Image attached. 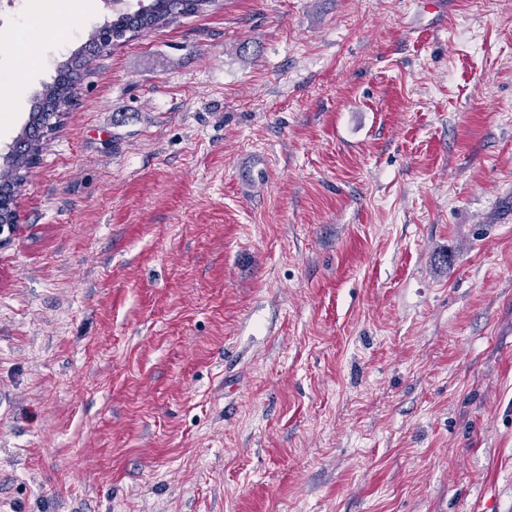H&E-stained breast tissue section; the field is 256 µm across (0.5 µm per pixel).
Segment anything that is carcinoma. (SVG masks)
Returning <instances> with one entry per match:
<instances>
[{
	"mask_svg": "<svg viewBox=\"0 0 512 512\" xmlns=\"http://www.w3.org/2000/svg\"><path fill=\"white\" fill-rule=\"evenodd\" d=\"M213 4L214 0H151L149 5L133 14L117 16L111 21L110 30L100 27L91 30L87 33L83 46L58 65L53 82L45 85L38 94L25 128L36 126L44 133L51 131L56 127L55 119L72 106L71 86L77 79V75L71 70L72 60L80 56L82 65L86 66L94 56L92 52H84V48L102 43L110 36L125 39L147 33L172 23L175 20L173 13L177 10L182 16L200 14ZM43 148L44 142L35 141L30 146L29 155L16 156L1 164L0 189L12 190L22 186L32 169V157L41 154Z\"/></svg>",
	"mask_w": 512,
	"mask_h": 512,
	"instance_id": "cac0c4a2",
	"label": "carcinoma"
}]
</instances>
